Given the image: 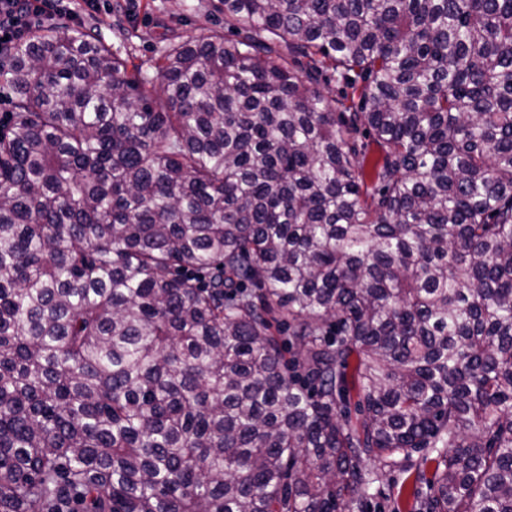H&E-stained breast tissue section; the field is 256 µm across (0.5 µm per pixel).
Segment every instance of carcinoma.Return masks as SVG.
<instances>
[{
  "label": "carcinoma",
  "mask_w": 512,
  "mask_h": 512,
  "mask_svg": "<svg viewBox=\"0 0 512 512\" xmlns=\"http://www.w3.org/2000/svg\"><path fill=\"white\" fill-rule=\"evenodd\" d=\"M214 8L0 60V512H512V0ZM214 0H99L97 15L83 17V24L63 22L93 30L112 51L129 57V70L142 66L150 74L172 35L185 40L209 28L224 26V15L213 8ZM34 27V28H35ZM370 477L376 478L371 495L364 499L361 509L354 512H426L430 485L434 481L435 463L423 465L421 455L414 454L408 462L398 467L380 469L373 464L366 467ZM424 470L421 484L416 483L418 470ZM420 486L419 495H414ZM362 510V511H359Z\"/></svg>",
  "instance_id": "obj_1"
}]
</instances>
